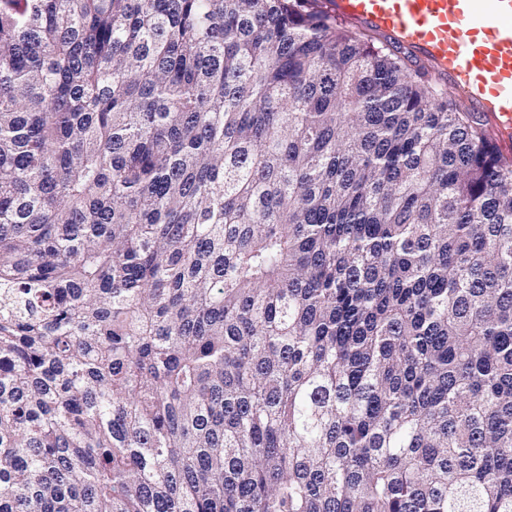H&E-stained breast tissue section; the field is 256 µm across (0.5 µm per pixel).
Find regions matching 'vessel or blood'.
<instances>
[{
  "instance_id": "b4317fda",
  "label": "vessel or blood",
  "mask_w": 512,
  "mask_h": 512,
  "mask_svg": "<svg viewBox=\"0 0 512 512\" xmlns=\"http://www.w3.org/2000/svg\"><path fill=\"white\" fill-rule=\"evenodd\" d=\"M331 11L428 64L501 141L512 140V0H333Z\"/></svg>"
}]
</instances>
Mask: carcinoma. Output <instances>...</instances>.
Instances as JSON below:
<instances>
[{
    "instance_id": "cac0c4a2",
    "label": "carcinoma",
    "mask_w": 512,
    "mask_h": 512,
    "mask_svg": "<svg viewBox=\"0 0 512 512\" xmlns=\"http://www.w3.org/2000/svg\"><path fill=\"white\" fill-rule=\"evenodd\" d=\"M0 512H512V160L323 0H0Z\"/></svg>"
}]
</instances>
